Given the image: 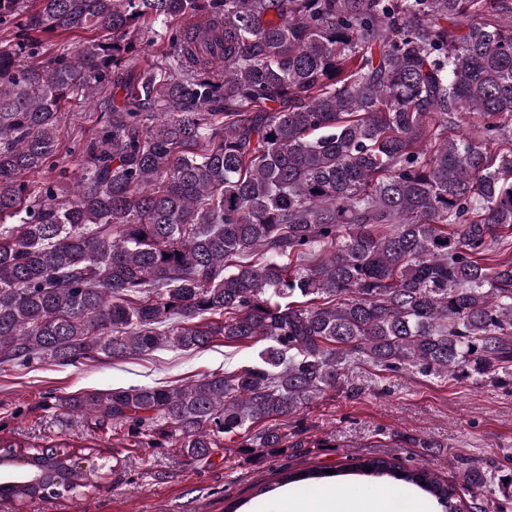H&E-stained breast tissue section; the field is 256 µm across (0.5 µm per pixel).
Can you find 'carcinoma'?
Listing matches in <instances>:
<instances>
[{
    "instance_id": "1",
    "label": "carcinoma",
    "mask_w": 512,
    "mask_h": 512,
    "mask_svg": "<svg viewBox=\"0 0 512 512\" xmlns=\"http://www.w3.org/2000/svg\"><path fill=\"white\" fill-rule=\"evenodd\" d=\"M80 30L97 37L74 52ZM148 48L161 61L141 67ZM98 95L94 137L61 147L67 104ZM218 337L265 348L54 406L195 461L242 431L261 461L304 446L277 420L355 360L512 379V0H0V363ZM3 460L0 495L21 503L101 479L65 443L3 444ZM340 473L460 512L424 466ZM461 480L487 512L512 473Z\"/></svg>"
}]
</instances>
